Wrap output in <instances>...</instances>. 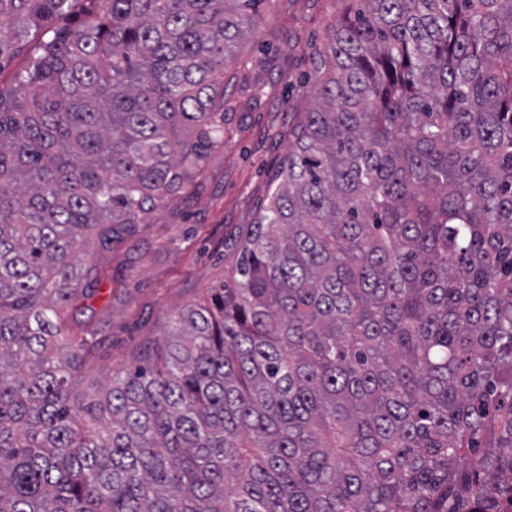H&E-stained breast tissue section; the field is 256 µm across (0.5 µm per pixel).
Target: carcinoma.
<instances>
[{"label":"carcinoma","mask_w":512,"mask_h":512,"mask_svg":"<svg viewBox=\"0 0 512 512\" xmlns=\"http://www.w3.org/2000/svg\"><path fill=\"white\" fill-rule=\"evenodd\" d=\"M346 2L230 280L102 386L76 254L221 145L258 0H0V512H512V0ZM36 47L37 42L35 40H31L24 45H20L14 56L3 64L1 80L4 84L8 83L11 76L24 66L30 54L35 52Z\"/></svg>","instance_id":"obj_1"}]
</instances>
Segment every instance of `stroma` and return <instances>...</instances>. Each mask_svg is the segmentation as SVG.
I'll return each instance as SVG.
<instances>
[{"label": "stroma", "instance_id": "1", "mask_svg": "<svg viewBox=\"0 0 512 512\" xmlns=\"http://www.w3.org/2000/svg\"><path fill=\"white\" fill-rule=\"evenodd\" d=\"M341 8L342 0H261L257 26L224 72L223 147L184 192L127 225L111 252H90L97 282L78 303L80 317L102 324L111 340L88 360L90 378L105 381L143 354L163 353L170 318L229 278L236 244L311 107L299 85L314 73L316 50Z\"/></svg>", "mask_w": 512, "mask_h": 512}]
</instances>
